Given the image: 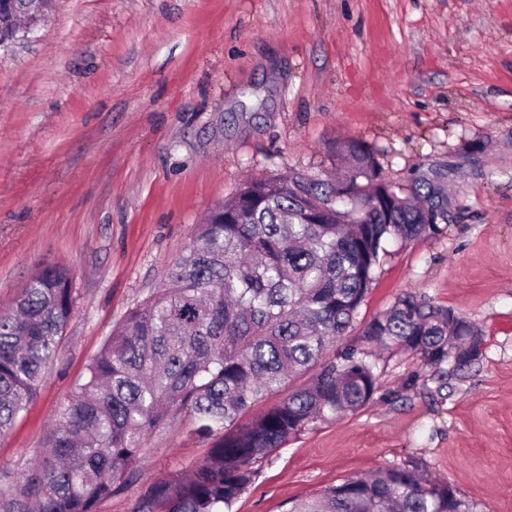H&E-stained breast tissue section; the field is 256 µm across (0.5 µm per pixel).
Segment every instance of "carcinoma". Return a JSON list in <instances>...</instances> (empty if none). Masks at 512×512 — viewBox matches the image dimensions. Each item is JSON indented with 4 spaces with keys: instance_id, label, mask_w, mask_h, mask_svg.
<instances>
[{
    "instance_id": "obj_1",
    "label": "carcinoma",
    "mask_w": 512,
    "mask_h": 512,
    "mask_svg": "<svg viewBox=\"0 0 512 512\" xmlns=\"http://www.w3.org/2000/svg\"><path fill=\"white\" fill-rule=\"evenodd\" d=\"M335 156L334 180L252 179L196 225L164 286L106 336L32 466L0 489V512H97L141 475L146 436L183 413L212 446L186 474L151 481L134 512H231L275 450L372 400L370 353L327 351L352 326L385 244L436 230L448 210L429 178L385 180L360 141L336 143ZM72 292L70 271L46 265L0 314V434L57 360ZM478 336L454 309L412 292L362 330L375 348L410 350L454 375L475 364L461 349ZM311 369L309 383L240 423ZM289 512L469 510L448 479L414 465L348 479Z\"/></svg>"
}]
</instances>
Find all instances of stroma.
Segmentation results:
<instances>
[{"label": "stroma", "mask_w": 512, "mask_h": 512, "mask_svg": "<svg viewBox=\"0 0 512 512\" xmlns=\"http://www.w3.org/2000/svg\"><path fill=\"white\" fill-rule=\"evenodd\" d=\"M341 139L449 201L437 230L387 244L343 344L412 291L476 324L483 353L444 385L413 353H378L372 401L288 441L232 512L407 465L470 512H512V0H57L0 49V312L45 265L74 297L56 363L0 435L1 487L195 225L249 179L335 174ZM188 427L147 436L139 480L98 512H133L203 458Z\"/></svg>", "instance_id": "1"}]
</instances>
